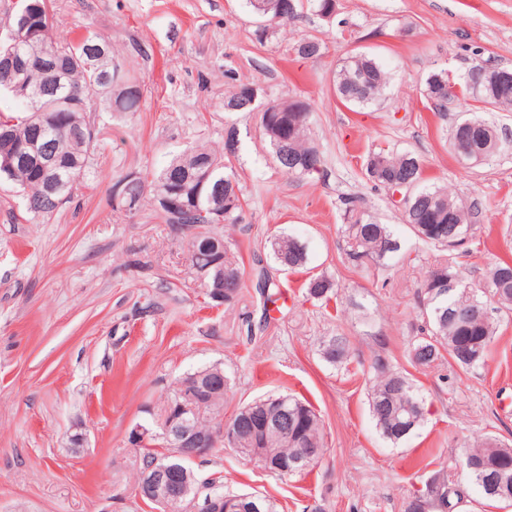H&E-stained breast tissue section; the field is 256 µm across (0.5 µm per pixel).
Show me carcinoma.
<instances>
[{
  "mask_svg": "<svg viewBox=\"0 0 512 512\" xmlns=\"http://www.w3.org/2000/svg\"><path fill=\"white\" fill-rule=\"evenodd\" d=\"M250 12L256 17L255 39L264 42L272 29L288 23L299 16L302 0H246ZM0 12L10 13L43 35L42 46L57 55L60 65L50 74L39 69L29 71L27 81L30 92L40 102H50L46 112L32 110L31 102L10 90L11 76L0 71V92L13 97L14 104L0 109V154L10 141L26 140L28 129L40 118H50L52 144L59 161L57 180L61 185L58 203L48 202L43 197L40 173L31 170L16 173L0 163V180L11 182L25 193L26 208L34 213H52L71 199L75 180L89 172L95 153L101 148L98 134H87L75 138L71 134L72 121L93 127L100 112H137L141 108L143 89L140 82L124 71L116 61L112 43L90 28L82 32L70 31L64 35L55 33V14L52 0H0ZM103 45L107 55L91 56L88 50L93 45ZM322 45L316 39L303 38L292 51L301 59L320 54ZM112 72V84L104 85L101 77ZM492 67L476 64L472 67L460 94L480 104L485 109L512 107V87L503 90L490 81ZM387 85V72L378 60L370 55L357 54L344 62L336 75V92L346 103L366 107L373 104ZM260 92L256 84L241 83L224 96V111L251 112L254 109V94ZM425 97L433 111L445 115L449 105L458 95L448 91V75L444 71L428 76L424 89ZM312 109L303 100L291 102L272 101L260 112V128L269 146L273 161L288 174L310 177L323 171L324 156L309 142ZM470 127H463V123ZM458 121L450 134V146L456 155L469 145V140L478 137L484 140L486 154L496 149L498 134L484 119L469 118ZM240 147L238 130L234 125L226 128L224 146L214 150L204 145H191L175 157L151 182L133 173L122 179L126 196L112 205V210H137L146 193L153 200L160 194L178 189L192 202L193 208L208 213L224 212L222 219L209 223H198L189 216H177L158 206L163 223L173 227L195 226L196 233L191 242L190 264L201 268L212 264L211 276H221L226 271L244 279L238 255L232 250L224 236L217 232L218 224H240L244 220L245 198L240 182L232 167L224 159L237 156ZM211 168L205 184L196 179L200 163ZM365 173L375 186L394 191V185L406 184L403 203L404 221L413 234L422 242L445 249L453 247L455 241L465 238L471 229L474 213L463 206L448 192L425 184L423 162L414 152L385 154L381 151L368 154ZM345 255L355 268L386 266L400 250V245L390 227L374 220L357 205V200H344ZM275 260L282 267L296 270L307 264L305 247L292 235L282 234L271 239ZM446 279L458 280L451 262L433 268L421 285V297L428 309V329L410 343V360L416 366H429L447 356L462 369L473 368L482 363L490 352L495 336L493 318H475L464 322L456 318V312L482 302L480 294L497 299L501 308L512 311V262L496 264L489 275L470 287L471 293L463 291L447 293L438 287ZM307 293L316 299H329L334 283L324 275L312 276L306 283ZM351 346L347 337L329 336L322 341V354L331 364H342L350 356ZM377 378L368 389V401L380 435L393 444L410 437L424 422L423 400L419 396L413 379L408 374L392 370L379 359L376 361ZM189 381L187 390L196 397L195 411L189 414L192 422L198 423L202 431L215 430L224 418V404L231 390V378L219 364H212L185 375ZM177 387L169 402L181 399L185 390ZM288 408L294 435L288 438L270 439V450L274 459L288 465L286 474L293 475L312 469L319 459L313 458L301 464H293L299 455V447L315 448L323 454L324 441L320 416L306 401L297 397L277 393L257 398L238 407L236 419L245 420V425H254L252 412H262L277 405ZM462 460L472 466H463L468 484L474 486L481 497L490 503L499 502L497 491L489 483L492 475L502 468L512 466V448L495 439L468 446ZM174 463L190 467V463L172 455L141 451L140 469L155 463ZM455 482L448 480V473L437 471L425 488L417 491L409 504L408 512H455L464 493L453 489ZM241 500L235 512H276L275 502L265 496L251 497L240 494Z\"/></svg>",
  "mask_w": 512,
  "mask_h": 512,
  "instance_id": "carcinoma-1",
  "label": "carcinoma"
}]
</instances>
